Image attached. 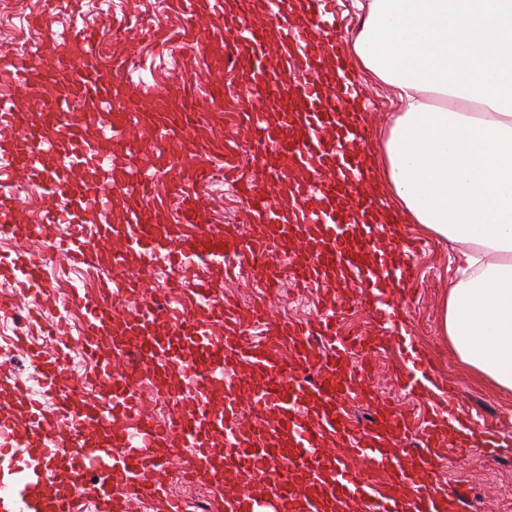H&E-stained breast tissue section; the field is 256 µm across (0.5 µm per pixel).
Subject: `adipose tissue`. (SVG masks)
<instances>
[{"mask_svg": "<svg viewBox=\"0 0 512 512\" xmlns=\"http://www.w3.org/2000/svg\"><path fill=\"white\" fill-rule=\"evenodd\" d=\"M351 49L400 103L374 190L468 244L442 313L460 358L512 390V0H360Z\"/></svg>", "mask_w": 512, "mask_h": 512, "instance_id": "obj_1", "label": "adipose tissue"}]
</instances>
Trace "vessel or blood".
<instances>
[{
    "mask_svg": "<svg viewBox=\"0 0 512 512\" xmlns=\"http://www.w3.org/2000/svg\"><path fill=\"white\" fill-rule=\"evenodd\" d=\"M271 1L173 0L189 17L177 42L214 59L204 111L186 90L132 93L103 69L93 29L60 32L47 14L33 21L44 35L28 59L0 58V74L14 86L0 95V126L15 127L28 93L41 102L38 120L0 146V232L46 242L43 254L24 261L34 285L59 254L113 271L96 297L71 295L86 310L82 349L99 398L88 399L73 382L63 334L54 357L41 360L51 414L28 400L0 401V512H30L31 483L12 471L34 449L69 476L44 512H126L134 498L158 503L161 512H187L164 482L141 479L173 460L181 472L207 480L224 512H344L350 500L357 512H472L467 496L423 476L437 461L439 442L459 456L486 453L496 431L454 427L444 406L418 424L379 400L365 378L377 337L341 325L336 283L394 335L416 252L372 224L382 202L365 189L361 96L337 51L329 0H275V11ZM228 71L242 95L266 103L242 117L256 159L253 174L237 181L248 202L242 227L206 223L193 191L224 162L223 144L205 130L224 118ZM78 98L110 104L100 120L103 139L89 140L83 113L71 109ZM161 172L178 205L173 224L158 221L154 183ZM24 174L40 179L51 223L33 220L15 196L13 178ZM104 178L119 188L120 205L100 194ZM106 207L112 221L99 225L97 236L122 241L109 256L65 230ZM201 262L227 278L258 269L270 288L291 281L317 292L319 309L306 322L264 318L274 341L251 345L241 337L243 314L209 305L210 281L194 276ZM161 264L174 287L190 292V306L168 310L149 292L146 280ZM132 296L140 299L138 311L120 314ZM144 365L174 407L161 426L140 420L130 375ZM431 370L412 353L397 377L401 390L425 393ZM362 404L375 409L365 424L350 414ZM377 466L380 482L367 477Z\"/></svg>",
    "mask_w": 512,
    "mask_h": 512,
    "instance_id": "1",
    "label": "vessel or blood"
}]
</instances>
